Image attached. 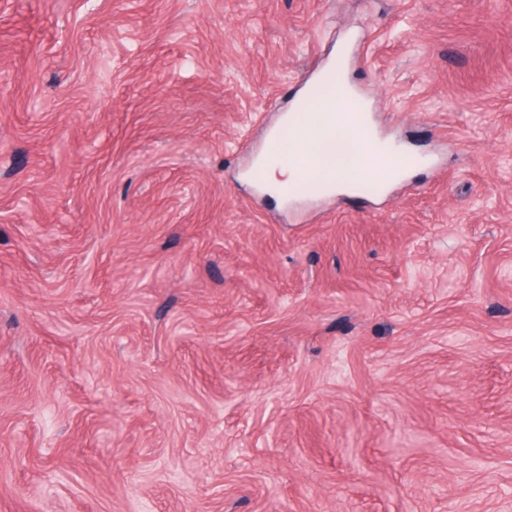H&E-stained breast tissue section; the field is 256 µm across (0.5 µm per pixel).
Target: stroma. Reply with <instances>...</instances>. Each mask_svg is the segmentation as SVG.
<instances>
[{"label":"stroma","instance_id":"35a3bbf8","mask_svg":"<svg viewBox=\"0 0 512 512\" xmlns=\"http://www.w3.org/2000/svg\"><path fill=\"white\" fill-rule=\"evenodd\" d=\"M406 177L280 199L314 50ZM512 512V0H0V512Z\"/></svg>","mask_w":512,"mask_h":512}]
</instances>
